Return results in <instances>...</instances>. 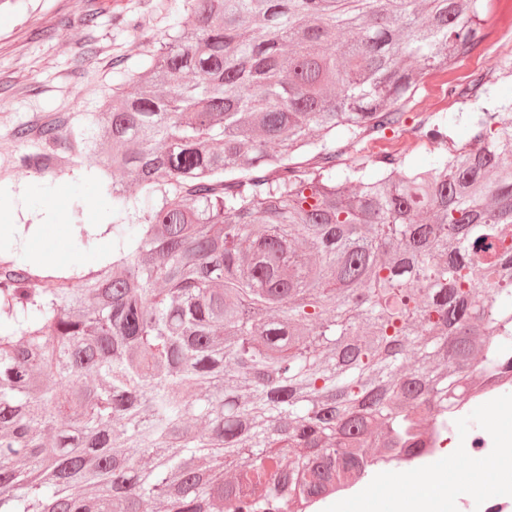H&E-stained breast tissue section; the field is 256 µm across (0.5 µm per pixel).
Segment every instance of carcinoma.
Returning <instances> with one entry per match:
<instances>
[{
    "instance_id": "carcinoma-1",
    "label": "carcinoma",
    "mask_w": 512,
    "mask_h": 512,
    "mask_svg": "<svg viewBox=\"0 0 512 512\" xmlns=\"http://www.w3.org/2000/svg\"><path fill=\"white\" fill-rule=\"evenodd\" d=\"M479 2L183 0L92 134L42 128L108 145L112 254L44 292L0 267V512H313L448 434L473 352L512 366V121L336 163L483 41ZM433 146L425 139H408L397 155L406 157V161L414 164H424L433 156Z\"/></svg>"
}]
</instances>
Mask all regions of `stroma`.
<instances>
[{
  "label": "stroma",
  "mask_w": 512,
  "mask_h": 512,
  "mask_svg": "<svg viewBox=\"0 0 512 512\" xmlns=\"http://www.w3.org/2000/svg\"><path fill=\"white\" fill-rule=\"evenodd\" d=\"M180 0H26L16 10H0V239L15 255L39 264L46 274L72 273L106 260L108 241L94 249L80 246L79 228L96 232L112 221V202L86 173L90 163L102 160L99 151L55 163L49 168L16 167L17 154H42L39 131L48 123L73 126L86 123L112 94L119 80L136 81L144 55L161 42ZM98 13L95 26H86L88 9ZM500 0H489L481 14L486 37L453 66L472 70L493 81L490 99H449L441 113L426 104L441 95L436 73H429L406 100L407 126L418 121L451 119V137L464 142L458 115L491 109L497 100L512 99V25L497 27ZM140 18L137 30L118 25L120 16ZM30 131L27 142L13 139L17 126ZM512 390L492 395L457 419L468 431L481 426L512 431L505 401Z\"/></svg>",
  "instance_id": "1"
}]
</instances>
